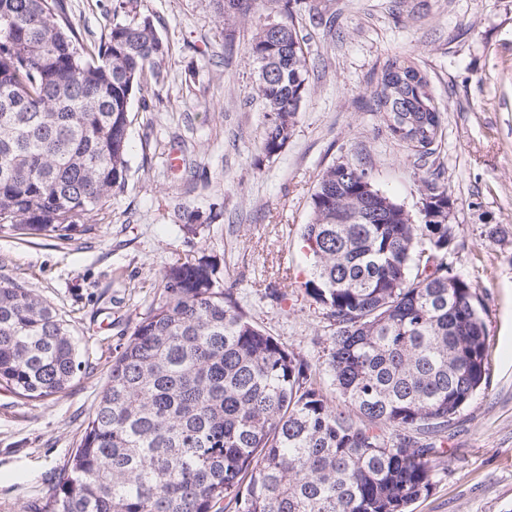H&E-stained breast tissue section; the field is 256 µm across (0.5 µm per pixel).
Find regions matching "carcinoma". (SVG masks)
I'll return each mask as SVG.
<instances>
[{"instance_id": "obj_1", "label": "carcinoma", "mask_w": 512, "mask_h": 512, "mask_svg": "<svg viewBox=\"0 0 512 512\" xmlns=\"http://www.w3.org/2000/svg\"><path fill=\"white\" fill-rule=\"evenodd\" d=\"M257 31L249 53L270 79L263 151L288 143L308 60L294 21ZM168 53L152 21L114 22L94 39L66 0H0V231L65 240L127 181L130 107ZM382 124L422 170L442 139L422 110L417 63ZM353 166L332 165L310 196L301 238L314 259L305 293L333 325L325 371L350 406L333 407L317 366L260 329L202 256L164 269L161 292L112 359L109 381L55 482L18 512H407L432 487L444 442L487 382V329L472 284L445 260L452 227L410 220L389 195L364 199ZM440 173L419 176L434 214ZM360 209L363 218L351 221ZM80 368L56 310L0 281V386L28 399L62 392Z\"/></svg>"}]
</instances>
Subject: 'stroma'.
<instances>
[{"mask_svg":"<svg viewBox=\"0 0 512 512\" xmlns=\"http://www.w3.org/2000/svg\"><path fill=\"white\" fill-rule=\"evenodd\" d=\"M93 38L150 18L169 51L131 105L128 180L71 239L0 231V280L66 320L82 368L43 400L0 389V512L41 497L78 446L112 359L175 262L215 257L268 334L324 362L332 331L300 289L312 276L300 230L322 172L348 162L418 215L405 145L371 110L383 65L413 56L443 117L434 162L453 202L446 261L483 302L489 375L457 419L429 494L409 512H512V0H253L222 20L211 0H67ZM295 17L309 93L282 151L261 143L267 106L249 42ZM182 165L173 168L171 158Z\"/></svg>","mask_w":512,"mask_h":512,"instance_id":"obj_1","label":"stroma"}]
</instances>
